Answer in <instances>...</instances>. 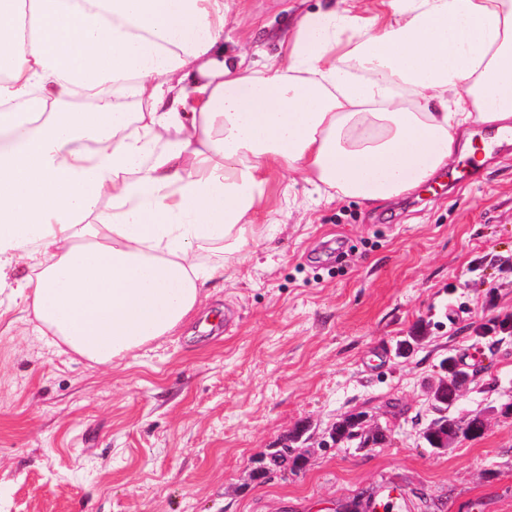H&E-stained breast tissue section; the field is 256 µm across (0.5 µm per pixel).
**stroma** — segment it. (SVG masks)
Returning a JSON list of instances; mask_svg holds the SVG:
<instances>
[{"mask_svg":"<svg viewBox=\"0 0 512 512\" xmlns=\"http://www.w3.org/2000/svg\"><path fill=\"white\" fill-rule=\"evenodd\" d=\"M328 2L240 0L224 50L260 68ZM311 191L271 172L250 259L109 365L0 292V512H338L389 483L400 512H512V334L475 335L512 317V149L449 192ZM448 358L470 375L449 416L486 429L438 449L423 433ZM353 413L385 441L328 446ZM287 444L303 468L261 474Z\"/></svg>","mask_w":512,"mask_h":512,"instance_id":"1","label":"stroma"}]
</instances>
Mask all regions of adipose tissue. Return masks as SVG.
<instances>
[{"label":"adipose tissue","mask_w":512,"mask_h":512,"mask_svg":"<svg viewBox=\"0 0 512 512\" xmlns=\"http://www.w3.org/2000/svg\"><path fill=\"white\" fill-rule=\"evenodd\" d=\"M235 4L0 0V289L88 361L173 335L244 262L273 170L385 201L461 125L512 121V0H387L376 28L348 0L259 70L224 52Z\"/></svg>","instance_id":"ef3b65f1"}]
</instances>
